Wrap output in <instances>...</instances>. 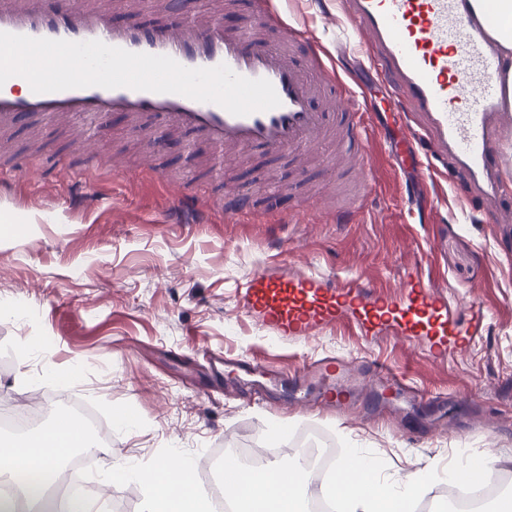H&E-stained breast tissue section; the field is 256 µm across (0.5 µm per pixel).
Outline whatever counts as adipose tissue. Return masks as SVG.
Returning <instances> with one entry per match:
<instances>
[{
	"label": "adipose tissue",
	"mask_w": 512,
	"mask_h": 512,
	"mask_svg": "<svg viewBox=\"0 0 512 512\" xmlns=\"http://www.w3.org/2000/svg\"><path fill=\"white\" fill-rule=\"evenodd\" d=\"M475 12L488 14L492 22L489 35L499 44L502 53L500 82L503 99L512 109V0H471ZM88 439L58 422L40 435L26 440L10 441L0 445V479L14 481L16 473L25 467L56 471L69 448L88 447ZM190 459L174 458L144 472L130 463L113 466L115 479H147L153 492L144 504L143 512H214L213 504L205 495L189 489ZM481 469L477 459H467L448 467L444 474L433 471L419 477L405 475L382 480L375 475V464L360 453L352 451L340 481L347 490L338 497L337 512H403L406 504L420 490L421 483L444 477L446 482L475 477ZM235 485L243 487L246 496L241 501L243 512H250L252 504H260L263 512H308L313 492L329 495L328 487H316L305 467L296 465L286 469L264 467L249 473L237 472ZM92 493L79 499L45 501L27 489L0 498V512H96Z\"/></svg>",
	"instance_id": "obj_1"
}]
</instances>
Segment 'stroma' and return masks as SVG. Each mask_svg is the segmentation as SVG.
<instances>
[{
  "instance_id": "stroma-1",
  "label": "stroma",
  "mask_w": 512,
  "mask_h": 512,
  "mask_svg": "<svg viewBox=\"0 0 512 512\" xmlns=\"http://www.w3.org/2000/svg\"><path fill=\"white\" fill-rule=\"evenodd\" d=\"M337 5L239 0L222 18L226 27L245 26L259 8L298 25L307 32L305 62L313 43L334 51L325 22ZM81 128L100 143L94 161L66 150L69 125L39 118L12 130L10 149L20 158L0 166V305L9 308L0 314V408L40 398L44 427L67 402L106 418L130 414L132 428L109 426L91 472L110 512H141L148 493L144 481L113 479V458L147 470L175 448L202 465L236 443L278 450L314 437L363 449L386 479L490 450L512 488V223L461 220L463 173L452 187L416 186V205L434 203L441 216L408 222L405 180L384 138L371 133L363 142L364 209L340 218L335 201L320 197L302 223L290 224L298 196L285 190L276 211L234 221L225 159L201 138L170 135L173 144L189 143L186 161L157 157L121 117ZM288 169L256 151L236 161L233 175L259 198L269 172ZM181 182L193 187L188 203L200 223L166 222ZM87 187L96 196L91 209L82 205ZM266 262L287 272L359 274L397 300L400 273L422 269L443 294L472 293L493 317L467 352L451 343L438 357L429 339L366 334L349 317L282 338L235 295L236 283ZM331 354L390 366L428 395L449 397L448 411L381 402L366 375L341 406L317 400V379L293 388L305 365ZM48 363L69 385L43 375Z\"/></svg>"
}]
</instances>
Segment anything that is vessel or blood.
I'll use <instances>...</instances> for the list:
<instances>
[{
    "label": "vessel or blood",
    "mask_w": 512,
    "mask_h": 512,
    "mask_svg": "<svg viewBox=\"0 0 512 512\" xmlns=\"http://www.w3.org/2000/svg\"><path fill=\"white\" fill-rule=\"evenodd\" d=\"M470 0H346L337 37L365 40L375 49L372 66L396 111L397 135L391 142L396 167H410L420 177L448 179L449 166L465 169L470 204L483 223L500 224L512 214L502 196V157L512 147V110L503 106L499 87L501 59ZM268 13H256L249 25L224 29L211 8L181 21L156 19L116 26L105 12L77 0H0V32L103 43L135 53L165 55L187 68L228 65L235 73L269 80L280 106L235 116L218 104L172 93L127 87L92 86L50 93L0 89V134L30 115L60 120L120 114L131 123L153 119L173 132H188L225 155L255 150L292 165L298 185L309 182L306 149L318 148L340 131L349 154L363 160L362 141L376 114L365 90L344 85L351 109L343 119L318 110L321 81L312 79L289 52L301 39L296 27L268 45L263 33ZM246 313L258 314L276 335L301 337L354 314L368 331L389 330L411 339L430 338L435 351L448 341L467 350L489 312L478 302L464 306L469 328L453 331L447 298L422 273L403 282L404 300L375 294L360 275L325 272L283 276L259 269L238 282ZM347 366L335 357L313 368L328 379L326 398L345 400L340 375Z\"/></svg>",
    "instance_id": "1"
}]
</instances>
